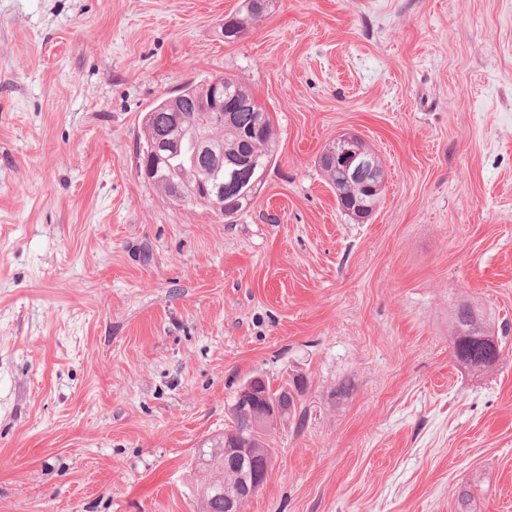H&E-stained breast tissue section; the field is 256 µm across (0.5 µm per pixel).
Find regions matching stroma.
I'll use <instances>...</instances> for the list:
<instances>
[{
    "label": "stroma",
    "mask_w": 512,
    "mask_h": 512,
    "mask_svg": "<svg viewBox=\"0 0 512 512\" xmlns=\"http://www.w3.org/2000/svg\"><path fill=\"white\" fill-rule=\"evenodd\" d=\"M0 0V512H197L242 381L303 427L244 512H512V339L455 362L457 300L512 323V0ZM278 152L224 220L139 175L143 116L215 75ZM383 158L367 223L318 166ZM350 391L335 397V390ZM244 12H237L224 18L222 33L224 38L235 39L240 30L250 28L253 20L262 17L269 5V0H247ZM267 383L266 393L271 397H281L287 400L288 410L282 408V403L279 400H270L265 397L263 388L266 385V379L263 376L252 377L240 384L236 390V405L251 409L260 406L262 409L259 414L260 427L266 425L265 421L269 416L283 417L285 414L288 421H291L295 427H302L306 419V411L303 408L298 411V405L295 403L296 396L294 400L290 390L286 387L288 384L274 388L269 381Z\"/></svg>",
    "instance_id": "1"
}]
</instances>
